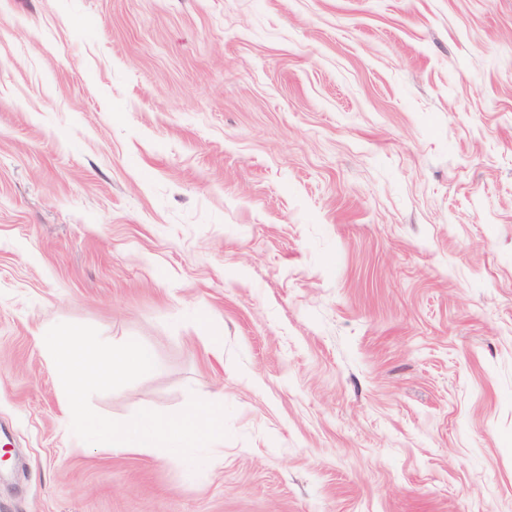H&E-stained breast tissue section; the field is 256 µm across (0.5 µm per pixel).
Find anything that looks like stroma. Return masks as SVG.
<instances>
[{"label": "stroma", "instance_id": "obj_1", "mask_svg": "<svg viewBox=\"0 0 512 512\" xmlns=\"http://www.w3.org/2000/svg\"><path fill=\"white\" fill-rule=\"evenodd\" d=\"M60 322L223 451L74 436ZM0 446V512H512V0H0Z\"/></svg>", "mask_w": 512, "mask_h": 512}]
</instances>
